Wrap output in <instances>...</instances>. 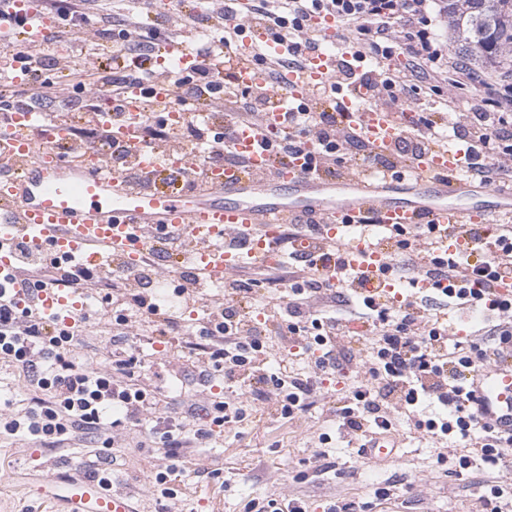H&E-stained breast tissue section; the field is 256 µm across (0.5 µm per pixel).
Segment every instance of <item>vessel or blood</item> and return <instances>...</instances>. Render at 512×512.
<instances>
[{
	"instance_id": "obj_1",
	"label": "vessel or blood",
	"mask_w": 512,
	"mask_h": 512,
	"mask_svg": "<svg viewBox=\"0 0 512 512\" xmlns=\"http://www.w3.org/2000/svg\"><path fill=\"white\" fill-rule=\"evenodd\" d=\"M7 21H0V45L8 46L18 33L48 42L52 30L37 10V0H15ZM330 42L326 52L312 56L303 73L291 77L282 98L302 99L310 82L326 79L336 54L332 17L320 21ZM166 62L191 71L195 57L183 44L168 43ZM344 105L352 119L361 121L364 139L375 151L387 152L395 130L384 109L359 108L352 96ZM282 125L281 112L266 118L262 129L239 128L234 147L246 156L253 169L265 167ZM463 150H435L415 163L412 177L385 176L374 179H331L314 174L303 160L282 168L274 180L258 182L227 165L210 171L207 186L187 188L141 187L125 173L100 169L88 161L75 166L62 159L39 155L25 172L0 174V238L24 236L34 245L53 243L61 253L91 258L101 252L118 254L136 265L148 239L170 245L198 239L187 253V262L198 271L220 278L225 268L243 257L264 260L273 248L283 217L305 223L316 217L321 231L336 235L358 226L361 217L375 213L377 221L364 229L350 249L353 267L365 271L379 287L391 282L381 273L384 252L371 239L392 226L406 229L453 220L484 228L495 212L512 214V187L489 186L460 176ZM497 198L496 207L480 200L482 194ZM247 229V255L225 250L227 231ZM46 315L70 319L80 303L60 286L39 292ZM474 396L483 421L512 429V370L502 369L475 376ZM38 494L64 503L63 512H133L128 499L103 490L80 475H48L37 486Z\"/></svg>"
}]
</instances>
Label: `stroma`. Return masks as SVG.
<instances>
[{"instance_id":"stroma-1","label":"stroma","mask_w":512,"mask_h":512,"mask_svg":"<svg viewBox=\"0 0 512 512\" xmlns=\"http://www.w3.org/2000/svg\"><path fill=\"white\" fill-rule=\"evenodd\" d=\"M147 454V449L134 443L113 449V485L146 481ZM205 454L222 474L213 478L194 465H184L180 481L173 485L180 512H244L250 499L277 492L279 485L311 473L319 463L317 449L295 443L284 427L272 432L248 429L239 437L224 431L216 447L206 449ZM327 460L331 471L306 486L319 503L334 487L366 499L377 483L410 480L436 466L432 449L413 438L406 439L397 454L376 459L360 457L356 445L342 442L329 449ZM74 464V454L67 452L32 445L0 446V474L10 476L8 482H0V512H59L56 501L32 489L31 480L38 475L72 472Z\"/></svg>"}]
</instances>
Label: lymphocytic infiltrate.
Here are the masks:
<instances>
[{
	"label": "lymphocytic infiltrate",
	"mask_w": 512,
	"mask_h": 512,
	"mask_svg": "<svg viewBox=\"0 0 512 512\" xmlns=\"http://www.w3.org/2000/svg\"><path fill=\"white\" fill-rule=\"evenodd\" d=\"M159 7L160 0H39L69 51L26 39L0 51V126L14 112L51 101L55 120L68 124L79 144L106 142L111 127L85 121V114L108 107L122 122L136 90L131 126L138 142L162 153L188 138L211 141L205 162L187 174L189 184L204 182L208 166L218 163L266 181L300 154L327 177L410 176L423 153L447 147L452 137L470 153L467 173L488 185L512 181V83L486 81L449 57L434 33L448 20L447 0H174L169 24L195 56L188 75L161 62L164 46L147 29ZM321 15L334 17L345 55L330 67L329 82L310 86L304 102L281 107L283 130L270 163L253 171L233 148L235 132L261 127L279 108L273 88L287 85L289 74L301 73L324 49ZM201 27L208 41L193 39ZM248 29L264 31V39L245 41ZM103 56L110 65L100 64ZM254 65L264 69L267 86L238 83L240 71ZM452 71L483 95L451 116L447 108L458 102ZM161 83L185 105L180 128L156 118L166 109L155 94ZM356 83L366 89L360 105L389 112L396 138L388 153L376 152L359 128L337 117L336 87ZM420 95L440 110L414 112ZM205 112L223 117L220 134L202 120ZM297 236L295 225H284L279 259L236 266L220 294L210 293V280L183 272L182 318L148 291L151 278L164 272L152 252L137 267L103 271L58 262L24 238L12 239L16 263L8 287L0 288V369L13 375L19 398L0 402V438L80 449V472L108 488L104 454L150 428L151 478L142 492L159 501L173 498L183 463L207 470L201 451L218 427L257 428L276 418L321 448L331 439L321 430L329 423L347 443L383 434L397 444L409 436L426 440L449 476L479 479V493L457 499L460 512H512V433L482 422L466 392L474 373L512 358V296L501 293L512 280V224H493L487 236L467 224H432L398 241L387 259L404 291L383 290L366 301L353 289L364 273L347 265V236L318 237L305 255L289 248ZM450 239L462 241L463 251L439 258ZM476 250L477 264L470 260ZM59 282L74 296L101 297L94 321L79 316L65 325L45 315L35 291ZM102 336L112 339L103 361L72 358L78 346ZM137 336L180 348L193 368L223 377V390L208 385L170 406L157 395L149 362L130 345ZM278 350L279 371L268 374ZM202 402L212 408L207 424L195 416ZM427 402L439 406L436 416L424 415ZM436 486L429 471L401 487H376L369 501L339 491L323 512L421 504Z\"/></svg>",
	"instance_id": "lymphocytic-infiltrate-1"
}]
</instances>
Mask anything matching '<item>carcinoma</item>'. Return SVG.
Wrapping results in <instances>:
<instances>
[{"mask_svg": "<svg viewBox=\"0 0 512 512\" xmlns=\"http://www.w3.org/2000/svg\"><path fill=\"white\" fill-rule=\"evenodd\" d=\"M448 27L469 63L512 64V0H448Z\"/></svg>", "mask_w": 512, "mask_h": 512, "instance_id": "1", "label": "carcinoma"}]
</instances>
